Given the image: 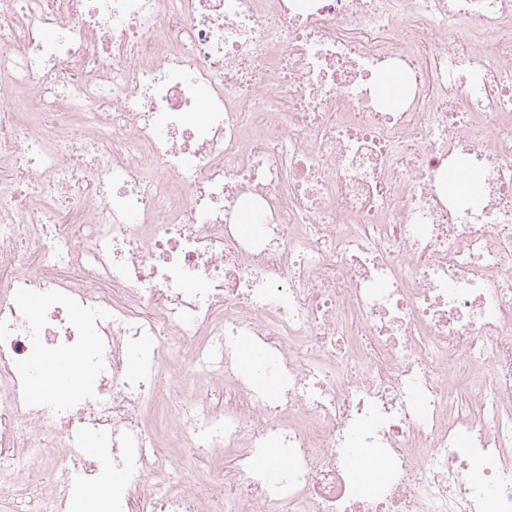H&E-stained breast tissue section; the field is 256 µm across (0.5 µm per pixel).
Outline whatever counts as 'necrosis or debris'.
Returning <instances> with one entry per match:
<instances>
[{
  "label": "necrosis or debris",
  "instance_id": "1",
  "mask_svg": "<svg viewBox=\"0 0 512 512\" xmlns=\"http://www.w3.org/2000/svg\"><path fill=\"white\" fill-rule=\"evenodd\" d=\"M85 428L112 512H512V0H0V507L92 490ZM237 355L241 367L245 371L251 372V376L258 385L271 391L276 389V383L264 376L261 368V357L258 353L251 351L249 342L246 340L240 341L237 346ZM352 463L358 479L368 485L380 481L385 476V469L381 462L369 449L355 448Z\"/></svg>",
  "mask_w": 512,
  "mask_h": 512
}]
</instances>
